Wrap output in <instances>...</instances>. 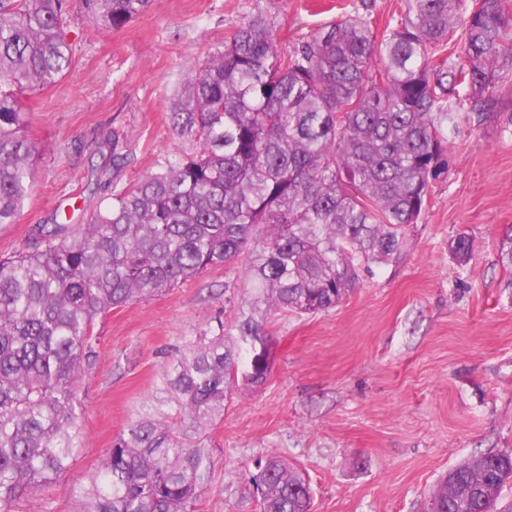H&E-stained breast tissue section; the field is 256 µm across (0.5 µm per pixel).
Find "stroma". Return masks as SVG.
I'll list each match as a JSON object with an SVG mask.
<instances>
[{
  "instance_id": "35a3bbf8",
  "label": "stroma",
  "mask_w": 512,
  "mask_h": 512,
  "mask_svg": "<svg viewBox=\"0 0 512 512\" xmlns=\"http://www.w3.org/2000/svg\"><path fill=\"white\" fill-rule=\"evenodd\" d=\"M405 0H152L122 28L69 15L73 67L23 100L35 148L18 223L0 228V256L26 248L34 226L86 224L99 199L91 171L127 164L138 181L192 152L169 114L206 53L245 15L276 25L288 52L345 14L385 26ZM495 118L448 136V172L407 229L398 264L374 267L336 307L278 314L268 381L233 395L209 432L214 456L200 512H258L250 482L278 454L309 480L312 512H425L440 478L474 455L512 450V270L499 241L512 228V79L494 93ZM473 241L459 264L450 241ZM248 297L237 272L216 267L160 297L100 318L97 357L78 384L82 444L68 470L23 501L24 512H72L75 486L95 473L113 438L154 395L163 364L205 321L231 325Z\"/></svg>"
}]
</instances>
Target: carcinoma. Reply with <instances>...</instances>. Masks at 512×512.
I'll return each instance as SVG.
<instances>
[{"instance_id":"cac0c4a2","label":"carcinoma","mask_w":512,"mask_h":512,"mask_svg":"<svg viewBox=\"0 0 512 512\" xmlns=\"http://www.w3.org/2000/svg\"><path fill=\"white\" fill-rule=\"evenodd\" d=\"M78 7L119 29L150 0ZM67 19V0H0V225L17 223L32 179L19 95L70 70ZM509 76L512 0H405L381 31L349 15L288 53L266 16L244 18L170 113L194 153L122 187L102 167L96 183L110 193L79 234L39 224L26 249L0 259V512H20L69 467L97 319L245 254L250 308L228 327L206 322L74 490L77 512H196L213 473L204 436L235 390L270 375L258 361L259 347L272 350L268 319L326 311L360 269L402 258L407 227L448 172L456 100L480 126ZM450 247L468 262L469 238ZM257 468L260 512L311 507L309 483L281 457ZM511 481L512 451L475 455L440 479L427 512H512L500 505Z\"/></svg>"}]
</instances>
